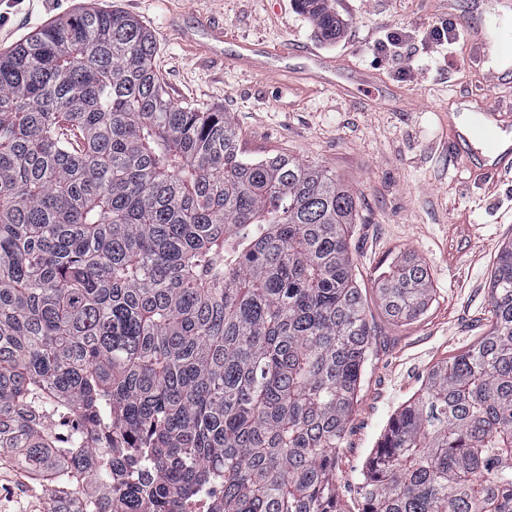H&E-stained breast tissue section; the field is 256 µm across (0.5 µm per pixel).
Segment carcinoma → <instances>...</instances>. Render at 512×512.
Returning <instances> with one entry per match:
<instances>
[{"instance_id":"obj_1","label":"carcinoma","mask_w":512,"mask_h":512,"mask_svg":"<svg viewBox=\"0 0 512 512\" xmlns=\"http://www.w3.org/2000/svg\"><path fill=\"white\" fill-rule=\"evenodd\" d=\"M332 41L330 0H295ZM140 21L87 7L0 54V449L90 512H344L336 454L373 329L330 171L250 160L218 109L166 97ZM426 266L381 281L420 316ZM486 336L432 368L359 483L360 512H512V242ZM130 437L61 448L43 412ZM129 467L112 483V455Z\"/></svg>"}]
</instances>
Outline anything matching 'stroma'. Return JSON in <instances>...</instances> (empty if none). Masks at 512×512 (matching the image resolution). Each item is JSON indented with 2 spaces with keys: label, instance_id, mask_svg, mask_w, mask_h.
Segmentation results:
<instances>
[{
  "label": "stroma",
  "instance_id": "1",
  "mask_svg": "<svg viewBox=\"0 0 512 512\" xmlns=\"http://www.w3.org/2000/svg\"><path fill=\"white\" fill-rule=\"evenodd\" d=\"M139 19L157 39L156 64L175 103L221 107L253 160L285 155L324 167L357 196L350 254L375 327L357 401L336 459V484L356 512L357 483L390 418L417 398L435 365L488 331L492 266L512 241V174L494 187L468 184L448 152V116L479 102L512 109V80L488 65L467 67L457 45L430 43L444 20L483 26L471 0H428L412 12L402 0H331L343 22L336 41L322 40L295 0H0V53L43 24L93 4ZM205 17L226 32L211 54L177 31ZM399 31L397 48L382 49ZM290 43L355 67L330 87L289 89L279 68L304 74L310 58L272 60L267 71L238 66L240 43ZM368 72L361 82L357 71ZM427 267L424 313L392 321L377 296L385 272L405 255ZM0 512H48L47 497L16 456L0 452Z\"/></svg>",
  "mask_w": 512,
  "mask_h": 512
}]
</instances>
